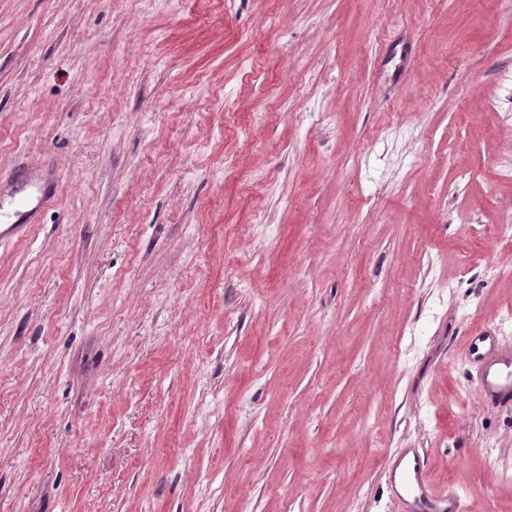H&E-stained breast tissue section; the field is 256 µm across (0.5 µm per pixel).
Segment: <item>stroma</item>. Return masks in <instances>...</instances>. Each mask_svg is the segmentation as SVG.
Returning <instances> with one entry per match:
<instances>
[{
  "instance_id": "1",
  "label": "stroma",
  "mask_w": 512,
  "mask_h": 512,
  "mask_svg": "<svg viewBox=\"0 0 512 512\" xmlns=\"http://www.w3.org/2000/svg\"><path fill=\"white\" fill-rule=\"evenodd\" d=\"M507 0H0V512H512ZM31 185L21 177L17 182V193L24 194L26 203L10 211L5 207V202L0 200V239L19 234L31 221L38 209L44 204L50 187L43 186L36 189L35 194L28 192ZM35 201V203H33ZM2 226H6L2 229ZM466 351L481 364L486 403L511 408L512 353L501 351L496 337L483 329L467 336ZM389 483L401 506V512H467V504L454 489L435 488L428 478L425 453L419 448H407L389 467ZM400 485L407 496L397 490Z\"/></svg>"
}]
</instances>
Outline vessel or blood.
Segmentation results:
<instances>
[{"label":"vessel or blood","instance_id":"vessel-or-blood-1","mask_svg":"<svg viewBox=\"0 0 512 512\" xmlns=\"http://www.w3.org/2000/svg\"><path fill=\"white\" fill-rule=\"evenodd\" d=\"M18 193L25 202L19 207L6 208L0 200V239L19 234L30 224L50 189L43 186L31 188L26 179L17 182ZM466 351L482 367L485 401L495 407H512V353L500 350L495 336L480 329L468 336ZM390 485L401 486L403 495L397 501L401 512H468V506L455 489L435 488L428 478L424 452L407 448L389 467Z\"/></svg>","mask_w":512,"mask_h":512}]
</instances>
